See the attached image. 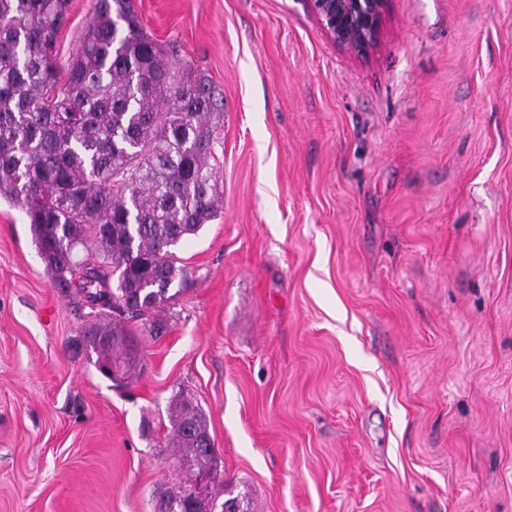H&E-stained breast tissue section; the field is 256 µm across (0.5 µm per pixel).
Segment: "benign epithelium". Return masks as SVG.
<instances>
[{"label":"benign epithelium","instance_id":"1","mask_svg":"<svg viewBox=\"0 0 512 512\" xmlns=\"http://www.w3.org/2000/svg\"><path fill=\"white\" fill-rule=\"evenodd\" d=\"M326 35L342 50L364 56L377 42L386 0H308Z\"/></svg>","mask_w":512,"mask_h":512}]
</instances>
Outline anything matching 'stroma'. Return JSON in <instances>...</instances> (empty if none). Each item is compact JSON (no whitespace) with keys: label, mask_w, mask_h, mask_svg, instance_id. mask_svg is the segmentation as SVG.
<instances>
[{"label":"stroma","mask_w":512,"mask_h":512,"mask_svg":"<svg viewBox=\"0 0 512 512\" xmlns=\"http://www.w3.org/2000/svg\"><path fill=\"white\" fill-rule=\"evenodd\" d=\"M134 5L224 99L223 204L117 387L0 199V512H153L178 394L255 512H512V0H388L364 57L306 0Z\"/></svg>","instance_id":"35a3bbf8"}]
</instances>
